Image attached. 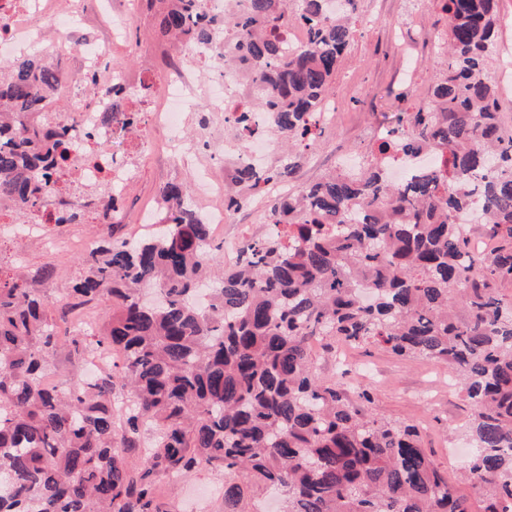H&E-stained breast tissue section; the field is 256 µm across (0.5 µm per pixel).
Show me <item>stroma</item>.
<instances>
[{"label": "stroma", "mask_w": 512, "mask_h": 512, "mask_svg": "<svg viewBox=\"0 0 512 512\" xmlns=\"http://www.w3.org/2000/svg\"><path fill=\"white\" fill-rule=\"evenodd\" d=\"M361 26L344 52L332 84V98L340 110L337 127L326 130L306 154L299 172L307 183L328 173L326 157L336 152L362 148L365 128H382L386 118L411 111L422 103L430 76L422 60L432 56L427 31L442 29L446 16L436 7L417 9L414 0H358ZM131 50L112 59V73L122 79L138 77L168 52V39L159 30L153 14L137 17L127 27ZM193 169L180 161L156 157L148 161L139 179L129 186L121 205L129 236L141 234V215L150 208L161 187L170 182L191 184L184 203L202 209L203 199L193 182ZM79 249L52 246L39 230L16 235L10 225L0 224V282H12L18 273L33 274L49 265L53 279L38 283L49 301L47 318L58 323L65 302V289L83 273ZM316 368L325 379H340L349 399L359 388L373 391L371 411L375 417L417 425L422 446L448 481L464 495L471 488L458 476L467 462L463 428L472 408L459 387L449 386L454 370L420 359H403L375 347L317 351ZM224 475L201 470L186 479L161 482L160 493L173 500L181 512H224L221 489Z\"/></svg>", "instance_id": "stroma-1"}]
</instances>
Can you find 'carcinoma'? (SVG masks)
Instances as JSON below:
<instances>
[{"label":"carcinoma","instance_id":"carcinoma-1","mask_svg":"<svg viewBox=\"0 0 512 512\" xmlns=\"http://www.w3.org/2000/svg\"><path fill=\"white\" fill-rule=\"evenodd\" d=\"M161 32L185 46L237 31L254 103L268 132L298 151L264 170H237L231 192L294 183L304 151L324 132L317 115L353 36L326 0H245L230 16L202 0H147ZM448 16L445 58L433 60L425 102L396 116L356 175L334 171L274 203L296 231L242 243L221 265L211 225L169 183L157 228L136 240L102 236L67 288L73 306L103 302L97 333L60 336L47 299L0 284V512H179L157 480L224 473V512H256L283 494V512H474L421 448L417 428L365 412L320 377L310 341L374 344L443 363L472 403L474 453L460 481L480 512H512V127L491 79L501 19L497 0H439ZM307 25L286 45L276 29ZM63 73L30 55L0 71V201L27 216L54 192L49 171L72 167L66 128L45 103ZM31 112L41 120H12ZM138 121L112 94L102 124ZM447 153L443 168L404 182L384 175L388 155ZM117 211L106 185L87 190ZM480 205L494 243L476 261L454 218ZM208 288L211 300L196 298ZM112 368L67 390L50 380L59 356L79 368L95 352Z\"/></svg>","mask_w":512,"mask_h":512}]
</instances>
